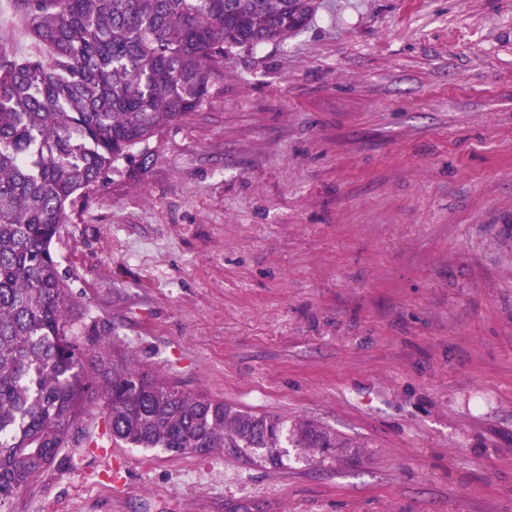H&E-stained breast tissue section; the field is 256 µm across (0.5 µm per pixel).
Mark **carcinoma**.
<instances>
[{
	"label": "carcinoma",
	"instance_id": "obj_1",
	"mask_svg": "<svg viewBox=\"0 0 512 512\" xmlns=\"http://www.w3.org/2000/svg\"><path fill=\"white\" fill-rule=\"evenodd\" d=\"M30 51L0 42V512L51 468L101 390L103 435L174 455L230 448L278 468L294 448L360 463L312 422L158 381L69 333L51 252L67 209L119 160L197 111L233 48L301 30L317 0H11Z\"/></svg>",
	"mask_w": 512,
	"mask_h": 512
}]
</instances>
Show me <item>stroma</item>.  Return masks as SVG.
I'll return each instance as SVG.
<instances>
[{"label":"stroma","mask_w":512,"mask_h":512,"mask_svg":"<svg viewBox=\"0 0 512 512\" xmlns=\"http://www.w3.org/2000/svg\"><path fill=\"white\" fill-rule=\"evenodd\" d=\"M52 243L74 335L360 465L95 447L13 512H512V0H318Z\"/></svg>","instance_id":"1"}]
</instances>
